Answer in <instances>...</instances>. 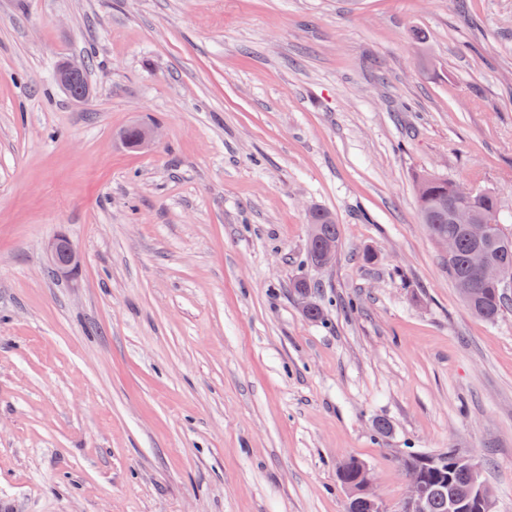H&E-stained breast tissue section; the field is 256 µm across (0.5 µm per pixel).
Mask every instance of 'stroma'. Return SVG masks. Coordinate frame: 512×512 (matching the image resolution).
I'll list each match as a JSON object with an SVG mask.
<instances>
[{
  "mask_svg": "<svg viewBox=\"0 0 512 512\" xmlns=\"http://www.w3.org/2000/svg\"><path fill=\"white\" fill-rule=\"evenodd\" d=\"M423 173L512 213V0H0V512H346L351 457L394 510L448 448L512 512V309L463 305ZM81 72V62L70 61L67 62L57 76V81L63 90L67 92L69 96L76 100H82L89 95V91L86 87L77 88L72 81L75 74ZM307 224L315 225V237L311 238L308 234L306 260L312 266L322 267L320 252L324 246H329L337 253L341 243V226L336 224L332 214L320 209L309 212ZM49 264L61 277L70 276L78 267L79 257L65 236H58L46 245Z\"/></svg>",
  "mask_w": 512,
  "mask_h": 512,
  "instance_id": "stroma-1",
  "label": "stroma"
}]
</instances>
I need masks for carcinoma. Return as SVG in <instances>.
Wrapping results in <instances>:
<instances>
[{
    "label": "carcinoma",
    "mask_w": 512,
    "mask_h": 512,
    "mask_svg": "<svg viewBox=\"0 0 512 512\" xmlns=\"http://www.w3.org/2000/svg\"><path fill=\"white\" fill-rule=\"evenodd\" d=\"M454 192V183L444 176L427 174L419 177L416 199L421 220L430 237L444 234L455 240L454 255L444 260L445 267L454 273L452 283L472 314L494 321L509 308V303L503 300L496 285L479 276L474 268V260L477 256H485L512 266V229L505 224L497 195L483 191L471 197L467 206L480 216L498 217L496 234L482 242L473 240L466 232V225L457 224L452 218L450 204ZM307 223L315 225V237L308 238L306 260L319 267L323 247L339 249L341 225L336 223L332 214L320 209L309 212ZM400 463L410 468L414 478L428 487L427 512H448L450 498L469 489L471 484L467 459L452 450L440 454L412 452ZM362 466L364 463L355 458L345 461L339 470L340 483L358 484ZM347 512H373V507L367 496L355 493L348 496Z\"/></svg>",
    "instance_id": "carcinoma-1"
}]
</instances>
